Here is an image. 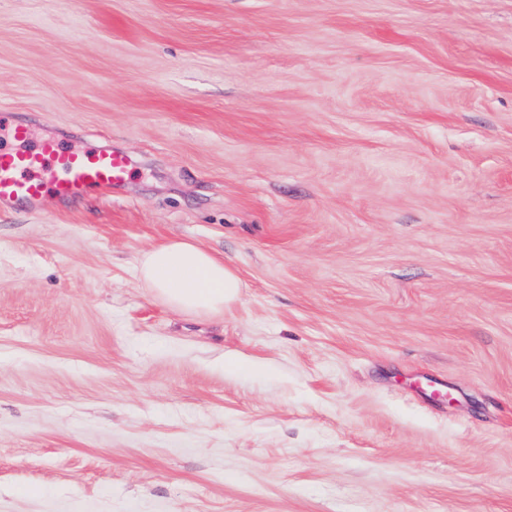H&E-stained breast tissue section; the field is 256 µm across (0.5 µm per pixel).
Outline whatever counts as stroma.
Wrapping results in <instances>:
<instances>
[{"label": "stroma", "mask_w": 512, "mask_h": 512, "mask_svg": "<svg viewBox=\"0 0 512 512\" xmlns=\"http://www.w3.org/2000/svg\"><path fill=\"white\" fill-rule=\"evenodd\" d=\"M0 121L131 161L0 210V512H512V0H0ZM147 288L169 307L209 317L224 315L239 300L243 283L236 270L200 246L167 240L138 259Z\"/></svg>", "instance_id": "1"}]
</instances>
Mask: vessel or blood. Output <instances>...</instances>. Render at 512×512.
Here are the masks:
<instances>
[{
	"instance_id": "1",
	"label": "vessel or blood",
	"mask_w": 512,
	"mask_h": 512,
	"mask_svg": "<svg viewBox=\"0 0 512 512\" xmlns=\"http://www.w3.org/2000/svg\"><path fill=\"white\" fill-rule=\"evenodd\" d=\"M129 174L122 153L101 149L82 154L53 139L31 144L28 128L17 126L0 143V206L37 205L46 194L73 198L89 188L109 189Z\"/></svg>"
}]
</instances>
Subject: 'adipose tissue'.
Here are the masks:
<instances>
[{
	"mask_svg": "<svg viewBox=\"0 0 512 512\" xmlns=\"http://www.w3.org/2000/svg\"><path fill=\"white\" fill-rule=\"evenodd\" d=\"M138 274L146 287L169 307L199 315H223L236 303L243 283L236 270L200 246L168 240L138 259Z\"/></svg>",
	"mask_w": 512,
	"mask_h": 512,
	"instance_id": "adipose-tissue-1",
	"label": "adipose tissue"
}]
</instances>
